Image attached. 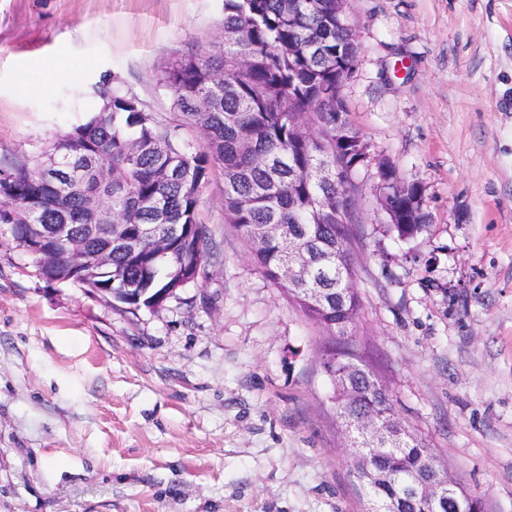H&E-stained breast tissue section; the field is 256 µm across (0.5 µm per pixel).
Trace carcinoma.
<instances>
[{
    "label": "carcinoma",
    "instance_id": "1",
    "mask_svg": "<svg viewBox=\"0 0 512 512\" xmlns=\"http://www.w3.org/2000/svg\"><path fill=\"white\" fill-rule=\"evenodd\" d=\"M224 33L235 39L182 55L162 68L158 83L173 92V121L157 120L114 81L99 89L101 100H112V109L53 142L52 149H64L61 163L67 170L77 166L82 150H90L98 164L112 170L107 203L117 223L151 224L154 233L134 253L113 246L107 272L87 277L60 260L42 276L49 283L108 288L113 300L129 308L155 310L157 295L197 282L210 256L203 190L213 174L235 169L236 182L224 184V223L250 243L261 225H280L281 232L263 238L252 259L288 301L327 331L340 360L368 373L373 364L350 340L360 312L351 257L345 256L338 268L326 258L352 230L337 221L336 211H320L322 198L345 191L336 177L321 172L339 166L349 175L366 158L340 91L341 76L356 62L352 31L339 16L336 0H224ZM314 105L320 135L303 140L290 123L309 118ZM182 129L200 133L203 142L185 141ZM40 162L38 156L0 169V224L11 223L9 213L27 210L34 198L48 199L50 191L37 175ZM419 196V185L408 183L394 193L392 208L407 211ZM145 199L154 200L157 209H143ZM417 220L392 228L412 238L429 214ZM296 242L316 244L319 258L287 278L283 269ZM161 244L171 250L167 259L157 255ZM317 291L330 306L311 304ZM353 411L397 422L384 386L359 391ZM435 457L426 438L405 428L398 449L369 452L352 462L368 512H381L393 502L398 512H434L424 485L433 477ZM439 499L440 512H459L460 502L466 504L464 512H484L482 501L458 482L443 488Z\"/></svg>",
    "mask_w": 512,
    "mask_h": 512
}]
</instances>
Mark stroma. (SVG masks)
Returning a JSON list of instances; mask_svg holds the SVG:
<instances>
[{"instance_id":"35a3bbf8","label":"stroma","mask_w":512,"mask_h":512,"mask_svg":"<svg viewBox=\"0 0 512 512\" xmlns=\"http://www.w3.org/2000/svg\"><path fill=\"white\" fill-rule=\"evenodd\" d=\"M342 95L369 146L353 242L396 417L486 512H512V0H347ZM224 40V0H0V169L119 79L158 117L174 56ZM66 61L77 79L41 84ZM430 220L389 230L378 167ZM203 192L216 259L160 310L50 284L0 224V512H365L323 367L291 306Z\"/></svg>"}]
</instances>
